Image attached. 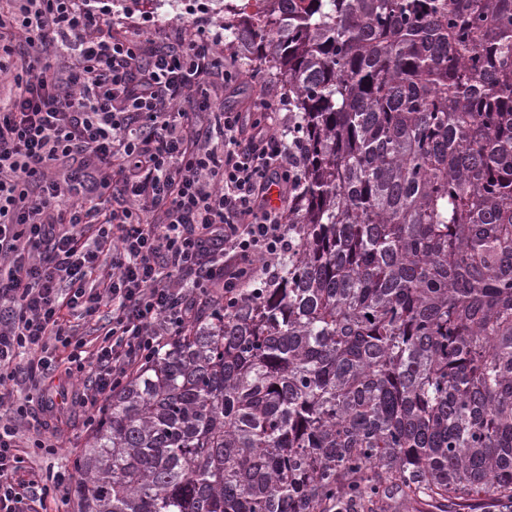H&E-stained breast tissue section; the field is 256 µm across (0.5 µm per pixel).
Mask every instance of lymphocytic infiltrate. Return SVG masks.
Returning <instances> with one entry per match:
<instances>
[{"label": "lymphocytic infiltrate", "mask_w": 512, "mask_h": 512, "mask_svg": "<svg viewBox=\"0 0 512 512\" xmlns=\"http://www.w3.org/2000/svg\"><path fill=\"white\" fill-rule=\"evenodd\" d=\"M5 46L19 56L0 100V512H41L73 481L27 478L19 453L55 454L62 421L50 379L59 350L80 403L102 411L124 378L181 335L197 303L230 304L246 278L272 282L292 242L287 196L299 166L288 103L217 109L216 86L240 81L200 24L145 51L112 32L91 0H13ZM193 101L186 111L184 101ZM278 189L280 202L269 193ZM112 318L92 354L68 325L101 309ZM40 388L48 416L24 434Z\"/></svg>", "instance_id": "obj_1"}]
</instances>
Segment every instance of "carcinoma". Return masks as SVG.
I'll return each mask as SVG.
<instances>
[{"mask_svg": "<svg viewBox=\"0 0 512 512\" xmlns=\"http://www.w3.org/2000/svg\"><path fill=\"white\" fill-rule=\"evenodd\" d=\"M301 161L275 284L112 392L78 512H512V0H225Z\"/></svg>", "mask_w": 512, "mask_h": 512, "instance_id": "1", "label": "carcinoma"}]
</instances>
